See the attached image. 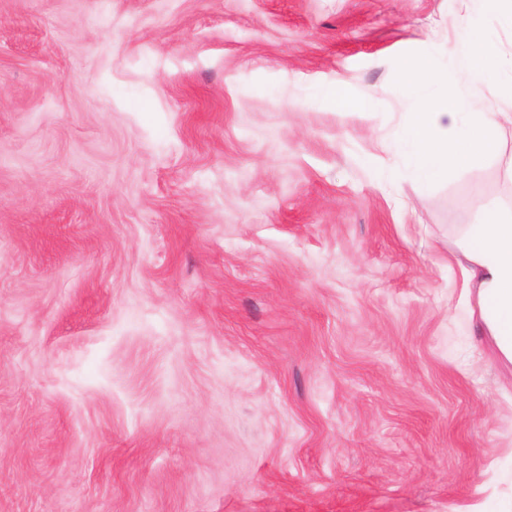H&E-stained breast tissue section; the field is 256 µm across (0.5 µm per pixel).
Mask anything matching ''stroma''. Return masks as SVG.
Here are the masks:
<instances>
[{
    "label": "stroma",
    "instance_id": "1",
    "mask_svg": "<svg viewBox=\"0 0 512 512\" xmlns=\"http://www.w3.org/2000/svg\"><path fill=\"white\" fill-rule=\"evenodd\" d=\"M477 0H0V512H471L512 501V373L399 57ZM342 77L371 113L320 95Z\"/></svg>",
    "mask_w": 512,
    "mask_h": 512
}]
</instances>
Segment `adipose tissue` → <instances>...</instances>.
<instances>
[{
	"mask_svg": "<svg viewBox=\"0 0 512 512\" xmlns=\"http://www.w3.org/2000/svg\"><path fill=\"white\" fill-rule=\"evenodd\" d=\"M453 259L474 326L499 362L512 370V217L488 211L458 229Z\"/></svg>",
	"mask_w": 512,
	"mask_h": 512,
	"instance_id": "1",
	"label": "adipose tissue"
}]
</instances>
